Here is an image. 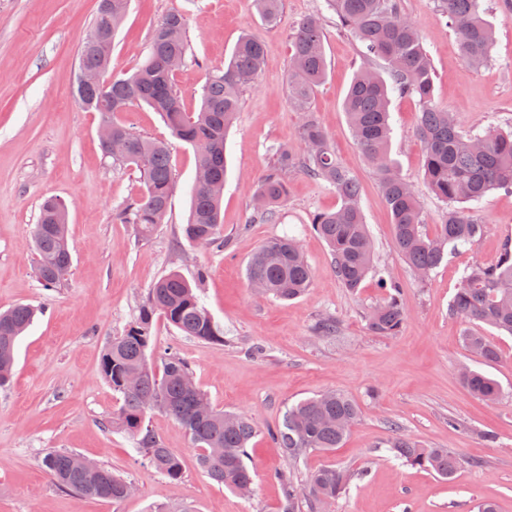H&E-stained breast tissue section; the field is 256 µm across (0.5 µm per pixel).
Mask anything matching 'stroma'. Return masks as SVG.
I'll use <instances>...</instances> for the list:
<instances>
[{"label": "stroma", "instance_id": "stroma-1", "mask_svg": "<svg viewBox=\"0 0 512 512\" xmlns=\"http://www.w3.org/2000/svg\"><path fill=\"white\" fill-rule=\"evenodd\" d=\"M417 27L434 70V102L468 130L512 128V0H484L495 32L491 61L480 69L460 56L437 0H399ZM98 0H0V310L24 303L42 307L20 339L13 375L0 387V512H157L170 503L195 512H280L278 474L305 479L334 465L361 472L328 512H477L491 501L512 512V337L485 325L499 361L483 370L498 381V400L475 397L461 384L471 358L465 324L449 311L464 267L495 265L512 243V189L482 200L485 233L474 245L449 252L427 281L418 280L393 245L390 214L379 184L355 145L343 100L361 68L383 63L361 55L326 0H282L277 25L261 21L254 0H129L112 46V72L136 69L146 58L155 25L169 12L187 17L188 50L174 84L186 111H198L207 71L228 63L243 33L265 45L264 64L240 95L237 121L226 140L227 177L220 240L189 242L182 228L190 212L196 171L193 148L176 138L147 105L120 119L132 131L167 142L174 172L171 207L153 234L138 237L117 214L142 192L139 174L103 155L99 115L74 94L79 52L92 32ZM317 17L324 34L327 78L311 107L337 160L358 178L360 205L374 247V263L399 282L406 320L399 333L378 336L365 313L382 291L368 277L357 293L336 278L326 243L312 230L314 214L336 208L335 192L301 171L288 175V199L275 221H253L259 180L274 162L271 146L296 149L299 114L288 97L291 39L298 23ZM391 156L416 189L424 230L434 234L447 206L423 179L424 147L416 136L420 105L392 95ZM65 200L72 264L63 283L41 285L33 233L45 198ZM290 234L302 245L314 279L292 301L262 298L248 286L245 266L265 241ZM206 267L198 280V267ZM176 271L200 281L203 303L224 328V341L183 336L163 318L152 328L155 351H178L214 406L249 416L256 434L248 445L251 496L218 486L197 466L184 429L163 413L146 423L183 462L179 483L150 467L132 439L111 427L121 405L105 381L101 358L108 343L136 319L151 285ZM337 331L321 336L320 318ZM327 391L352 398L359 416L340 448L296 461L272 437L288 407ZM427 448H445L463 464L453 479L401 464L386 446L389 423ZM79 454L135 484L120 502L80 500L57 487L41 467L49 452Z\"/></svg>", "mask_w": 512, "mask_h": 512}]
</instances>
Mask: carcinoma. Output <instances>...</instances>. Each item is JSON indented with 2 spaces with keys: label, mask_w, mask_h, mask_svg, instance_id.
<instances>
[{
  "label": "carcinoma",
  "mask_w": 512,
  "mask_h": 512,
  "mask_svg": "<svg viewBox=\"0 0 512 512\" xmlns=\"http://www.w3.org/2000/svg\"><path fill=\"white\" fill-rule=\"evenodd\" d=\"M112 2V8L105 7ZM282 0H256L262 19L276 22ZM338 24L361 45L364 55L383 61L385 74L360 69L343 102L353 139L379 178L382 197L391 214L396 251L421 279L426 280L450 251L470 246L484 234L485 226L460 203L477 202L498 187L512 188V131L489 128L484 133L463 130L452 113L434 104V70L413 23L400 12L398 0H327ZM128 0H99L91 35L84 42L79 68L110 71L112 40L120 27ZM440 16L457 36L465 62L480 67L491 57L494 31L483 18L481 0H438ZM187 52L186 18L173 11L154 27L146 60L131 74L112 76L108 87L76 85L75 95L112 130L130 138L127 152L113 160L130 164L140 173L143 193L120 213L126 224L136 226L142 237L152 235L163 223L174 189V174L166 145L133 132L119 120V113L137 104L159 112L171 134L188 143L197 165L191 189L184 237L200 244L213 243L219 234L224 193V140L239 109L243 88L261 72L264 43L246 34L236 44L224 68L209 71L202 88L199 111L187 112L173 87L172 77ZM327 76L324 34L316 18H307L292 37L288 96L300 114L299 139L303 153L286 146L271 148L274 166L262 177L256 191L257 218L271 221L288 198L286 173L302 169L336 192L339 206L313 216V229L324 239L334 258L341 284L357 290L370 274H377L384 290L367 317V327L380 336L399 331L405 321L400 287L387 271L373 265V245L359 205L356 178L337 160L327 133L311 110V101ZM418 98L421 109L417 132L424 143L423 170L430 190L448 206L434 236L424 232L422 213L411 184L395 171L390 155L392 128L389 95ZM38 255L37 277L45 288L60 284L71 266L68 207L58 198L46 199L34 230ZM248 285L265 297L288 301L302 296L313 280L300 242L293 237L266 241L246 266ZM453 315L469 324H484L512 335V245L505 244L494 266L479 263L466 267L450 301ZM37 309L17 305L0 312V387L12 376L16 344L33 323ZM164 318L183 335L212 343L224 342V328L214 321L197 289L172 272L156 281L147 293L136 321L112 339L101 363L104 378L122 404L112 423L135 442L144 460L159 474L176 483L182 477L180 456L165 448L145 424L147 413L164 412L178 422L197 451L198 467L214 482L236 491L253 477L246 463L248 444L255 435L243 414L209 406L200 417L197 405L210 402L199 388L190 390L185 378L188 363L174 352H150L154 319ZM466 349L477 360L491 364L500 358L486 336L468 330L462 336ZM461 383L472 394L495 401L499 384L481 371L465 367ZM358 406L348 396L326 392L303 399L285 412L273 439L283 454L297 460L311 451H331L343 443L358 417ZM389 450L403 463L452 478L460 458L446 448H423L390 426ZM41 467L61 489L81 499L112 502L126 498L132 483L112 470L88 464L75 454L49 452ZM357 474L327 465L313 471L302 486L281 473L280 512H298L299 498L322 507L336 501L350 488Z\"/></svg>",
  "instance_id": "cac0c4a2"
}]
</instances>
